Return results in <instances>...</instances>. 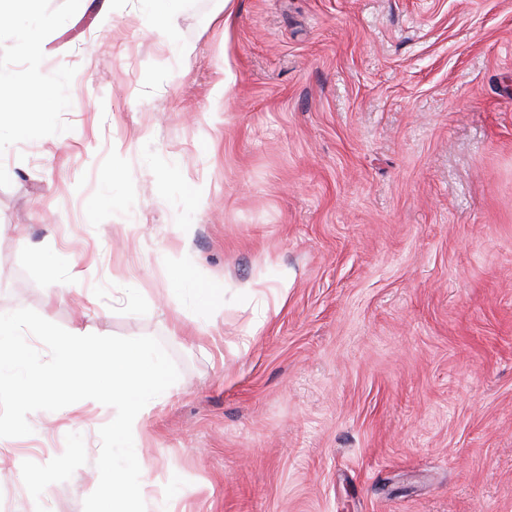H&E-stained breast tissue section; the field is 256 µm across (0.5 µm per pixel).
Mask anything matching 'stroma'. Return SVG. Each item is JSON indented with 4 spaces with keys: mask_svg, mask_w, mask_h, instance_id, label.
<instances>
[{
    "mask_svg": "<svg viewBox=\"0 0 512 512\" xmlns=\"http://www.w3.org/2000/svg\"><path fill=\"white\" fill-rule=\"evenodd\" d=\"M16 0L0 310L158 338L147 512H512V0ZM87 399L0 438V512H83ZM5 83L13 86H42L46 87L51 83V76L44 70L32 65L22 75L18 73H0V84Z\"/></svg>",
    "mask_w": 512,
    "mask_h": 512,
    "instance_id": "stroma-1",
    "label": "stroma"
}]
</instances>
